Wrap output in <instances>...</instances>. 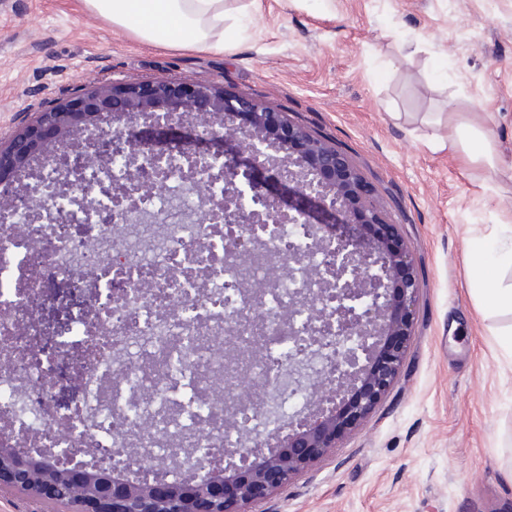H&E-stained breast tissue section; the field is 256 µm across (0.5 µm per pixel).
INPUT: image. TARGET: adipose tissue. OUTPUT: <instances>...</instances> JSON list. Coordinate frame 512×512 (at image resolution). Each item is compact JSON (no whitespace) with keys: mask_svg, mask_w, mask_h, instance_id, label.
I'll use <instances>...</instances> for the list:
<instances>
[{"mask_svg":"<svg viewBox=\"0 0 512 512\" xmlns=\"http://www.w3.org/2000/svg\"><path fill=\"white\" fill-rule=\"evenodd\" d=\"M92 12L125 27L143 42L174 47L186 37L196 43L223 47L224 0H84ZM498 264L512 266V244L487 251L474 245L472 265L485 295L498 309L512 312V289L499 287L490 270Z\"/></svg>","mask_w":512,"mask_h":512,"instance_id":"obj_1","label":"adipose tissue"}]
</instances>
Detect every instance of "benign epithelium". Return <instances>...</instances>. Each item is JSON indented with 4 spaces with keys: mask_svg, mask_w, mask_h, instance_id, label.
Segmentation results:
<instances>
[{
    "mask_svg": "<svg viewBox=\"0 0 512 512\" xmlns=\"http://www.w3.org/2000/svg\"><path fill=\"white\" fill-rule=\"evenodd\" d=\"M168 107L174 112H199L241 120L240 155L228 152L224 134L214 125L198 139L206 146L185 149L220 165L226 180L224 221L245 222V193L262 201L269 220L285 216L303 221V231L318 237L330 253L336 280V316L363 337L345 355L353 371L339 372L336 388L323 402H311L288 421L252 438L253 448H214L191 455L187 473L172 477L168 470L129 454H113L112 465L101 466L74 456L72 449L0 447V487L21 489L37 499L76 500L83 512H249L295 474L328 454L348 431L375 409L397 378L406 356L419 290L415 259L398 225L387 223L372 204L371 188L349 155L294 123L284 112L224 89L179 78L158 81L104 83L40 112L35 120L0 144V186L9 188L21 175L38 179L33 167L52 144L70 151L59 163L67 181L58 195L67 197L69 178L100 155L83 142V134L112 125L113 145L121 152L158 147L179 123L150 126V136L122 140L129 121L140 113ZM284 153L273 159L267 150ZM282 166L292 184L291 198L267 188L262 171ZM48 374L56 376L69 364L56 343L41 345ZM225 357L242 373L254 359L239 346H225Z\"/></svg>",
    "mask_w": 512,
    "mask_h": 512,
    "instance_id": "benign-epithelium-1",
    "label": "benign epithelium"
}]
</instances>
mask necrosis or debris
Here are the masks:
<instances>
[{
	"instance_id": "necrosis-or-debris-1",
	"label": "necrosis or debris",
	"mask_w": 512,
	"mask_h": 512,
	"mask_svg": "<svg viewBox=\"0 0 512 512\" xmlns=\"http://www.w3.org/2000/svg\"><path fill=\"white\" fill-rule=\"evenodd\" d=\"M134 167L158 192L105 195ZM64 179L46 162L36 190L0 209V446L125 448L160 466L192 448H239L248 433L301 410L311 381L357 346L343 326L292 368L281 318L294 312L307 321L316 305L335 310L322 280L329 257L294 222L198 219L224 198L218 172L188 164L177 150H141L84 168L61 206L55 195ZM80 224L101 231L80 237ZM286 262L288 276L254 300V285ZM74 276L97 281L103 294L62 337L84 350L81 396L68 409L27 352L40 336L33 303L50 281ZM260 336L270 342L251 367L269 407L259 414L237 397L224 344L248 346ZM228 407L237 414L232 428L224 425Z\"/></svg>"
}]
</instances>
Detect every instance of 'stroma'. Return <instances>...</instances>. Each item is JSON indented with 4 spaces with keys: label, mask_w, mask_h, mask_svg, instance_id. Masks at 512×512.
Segmentation results:
<instances>
[{
    "label": "stroma",
    "mask_w": 512,
    "mask_h": 512,
    "mask_svg": "<svg viewBox=\"0 0 512 512\" xmlns=\"http://www.w3.org/2000/svg\"><path fill=\"white\" fill-rule=\"evenodd\" d=\"M223 48L165 49L82 0H0V139L105 82L177 77L287 113L344 149L413 253L420 290L401 371L338 448L253 512H512V357L469 284V250L512 225V0H224ZM479 128L496 168L446 148ZM82 298L56 280L33 313L54 339Z\"/></svg>",
    "instance_id": "1"
}]
</instances>
